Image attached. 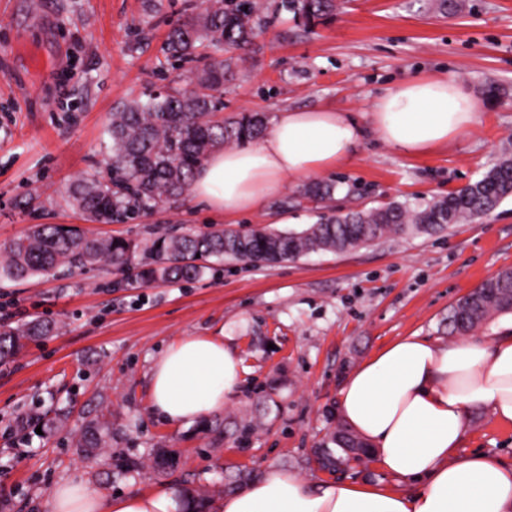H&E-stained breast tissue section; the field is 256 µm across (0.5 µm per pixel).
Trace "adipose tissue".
Instances as JSON below:
<instances>
[{
  "mask_svg": "<svg viewBox=\"0 0 512 512\" xmlns=\"http://www.w3.org/2000/svg\"><path fill=\"white\" fill-rule=\"evenodd\" d=\"M476 119L454 81L420 76L378 97L368 122L344 110L280 112L258 145L215 149L195 175L193 197L207 209L240 215L276 194L283 177H309L347 162L365 134L410 154L447 145ZM236 351L223 339L185 336L156 358L152 410L191 423L223 408L241 389ZM487 407L512 421V322L491 336L445 346L402 336L345 377L338 411L368 444L380 472L409 490L352 481L313 482L270 469L226 494L214 512H512V464L459 455L470 411ZM47 512H185L179 487L104 497L65 481Z\"/></svg>",
  "mask_w": 512,
  "mask_h": 512,
  "instance_id": "obj_1",
  "label": "adipose tissue"
}]
</instances>
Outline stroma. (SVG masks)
<instances>
[{
  "label": "stroma",
  "mask_w": 512,
  "mask_h": 512,
  "mask_svg": "<svg viewBox=\"0 0 512 512\" xmlns=\"http://www.w3.org/2000/svg\"><path fill=\"white\" fill-rule=\"evenodd\" d=\"M262 25L223 88L225 118L333 108L365 118L386 91L422 75L454 80L476 121L448 145L409 154L364 136L353 157L323 173L341 207L443 196L512 153V0H345L312 26L281 0H260ZM198 0H0V244L37 224H77L99 238L222 228L301 231L316 204L293 207L303 186L281 190L252 214L227 216L192 196L112 224L86 223L65 188L104 168L105 132L123 103L187 84L205 67H171L163 46ZM512 268V199L435 236L319 252L273 267L214 265L191 282L126 286L120 273L87 269L0 284V324L56 325L0 365V512H45L64 481L104 495L175 484L213 503L240 472L286 469L315 482H383L373 461L329 472L346 374L395 339L453 343L448 312L486 278ZM220 336L244 370L222 411L191 424L151 409L150 369L180 337ZM111 423L106 448L87 454L78 434ZM462 454L512 462V423L472 411Z\"/></svg>",
  "instance_id": "1"
}]
</instances>
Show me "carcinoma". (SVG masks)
<instances>
[{
    "instance_id": "obj_1",
    "label": "carcinoma",
    "mask_w": 512,
    "mask_h": 512,
    "mask_svg": "<svg viewBox=\"0 0 512 512\" xmlns=\"http://www.w3.org/2000/svg\"><path fill=\"white\" fill-rule=\"evenodd\" d=\"M283 7L311 25L334 15L336 0H284ZM259 26L256 0H202L198 13L169 31L163 51L167 59L182 63L206 54L209 65L196 75L190 89L133 100L112 113L106 172L73 182L63 197L65 204L90 223L124 221L185 196L195 171L215 148L259 138L265 118L258 113L228 120L219 117L224 100L218 94L235 53L251 46ZM335 192L334 182H314L300 195L331 201ZM508 198H512V156L506 154L481 178L446 196L412 206L391 201L373 208L340 209L336 216L322 218L301 232L166 233L141 248L125 240L100 239L74 226L37 224L0 250V282L92 266L137 269L133 282L142 286L157 280L191 281L204 275L212 259L271 267L314 252H345L389 236H433L489 214ZM511 311L512 269L505 268L457 300L448 315V328L466 336L491 316ZM53 331L43 321L0 325V363L16 355L23 341ZM335 438L340 447L356 443L368 454L366 442L346 426H338Z\"/></svg>"
}]
</instances>
